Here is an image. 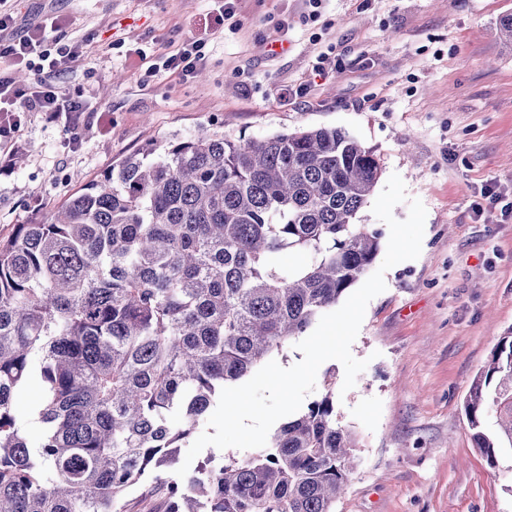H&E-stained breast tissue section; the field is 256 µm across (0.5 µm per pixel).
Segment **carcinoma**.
I'll list each match as a JSON object with an SVG mask.
<instances>
[{"label": "carcinoma", "mask_w": 512, "mask_h": 512, "mask_svg": "<svg viewBox=\"0 0 512 512\" xmlns=\"http://www.w3.org/2000/svg\"><path fill=\"white\" fill-rule=\"evenodd\" d=\"M381 175L336 128L228 140L204 129L100 174L0 239V512H334L355 469L332 390L242 457L183 478L221 390L312 329L368 271L353 219ZM42 389L37 450L15 404ZM489 466L512 450V332L464 406ZM127 512H159L164 511V503L159 491H148L137 488L126 498Z\"/></svg>", "instance_id": "carcinoma-1"}]
</instances>
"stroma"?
Masks as SVG:
<instances>
[{"label": "stroma", "instance_id": "obj_1", "mask_svg": "<svg viewBox=\"0 0 512 512\" xmlns=\"http://www.w3.org/2000/svg\"><path fill=\"white\" fill-rule=\"evenodd\" d=\"M24 0L6 38L56 17L77 62L55 76L99 107L75 148L26 113L18 166L0 155V237L44 221L147 144L199 128L230 140L338 128L374 150L426 209L418 258L386 271L351 346L353 388L324 362L307 402L332 391L357 466L335 512H512V451L489 466L464 402L512 332V0ZM205 44L192 79L161 69L182 39ZM336 71L316 77L319 56Z\"/></svg>", "mask_w": 512, "mask_h": 512}]
</instances>
